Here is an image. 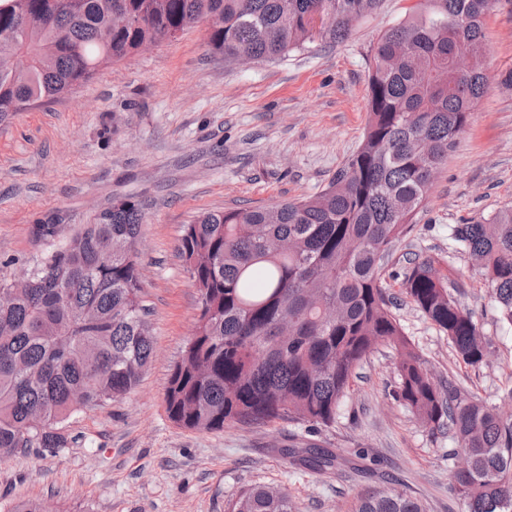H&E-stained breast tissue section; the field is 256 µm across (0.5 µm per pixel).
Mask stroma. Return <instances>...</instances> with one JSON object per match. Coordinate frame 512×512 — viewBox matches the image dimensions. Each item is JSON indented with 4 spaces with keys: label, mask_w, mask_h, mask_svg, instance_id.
Returning <instances> with one entry per match:
<instances>
[{
    "label": "stroma",
    "mask_w": 512,
    "mask_h": 512,
    "mask_svg": "<svg viewBox=\"0 0 512 512\" xmlns=\"http://www.w3.org/2000/svg\"><path fill=\"white\" fill-rule=\"evenodd\" d=\"M417 0H380L342 43L316 42L274 61L225 62L205 26L102 70L67 98L0 123V281L36 264L112 204L144 208L138 237L143 301L154 355L123 400L83 408L63 425L66 448L0 460V512L17 499L57 512H230L245 490L285 488L298 512H351L356 493L404 488L428 512H461L449 490L456 442L393 396L396 352L377 345L356 370L332 428L312 443L340 454L320 475L281 453L303 426L276 422L214 432L180 427L165 395L199 313L177 245L193 214L264 206L319 193L359 147L367 123L373 41ZM487 92L435 176L414 230L386 268L396 314L426 365L470 393L496 400L512 378V328L496 320L480 277L452 238L454 225L512 205V0H495L484 26ZM439 258L453 295L473 312L490 353L459 361L444 333L401 297L414 255Z\"/></svg>",
    "instance_id": "obj_1"
}]
</instances>
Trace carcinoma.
Instances as JSON below:
<instances>
[{"label":"carcinoma","instance_id":"1","mask_svg":"<svg viewBox=\"0 0 512 512\" xmlns=\"http://www.w3.org/2000/svg\"><path fill=\"white\" fill-rule=\"evenodd\" d=\"M378 0H0V122L23 103L63 98L147 42L203 24L226 60L276 59L318 40L348 39ZM493 0H421L372 47L369 121L357 152L318 194L269 206L203 211L178 251L199 294L193 336L171 370L177 425L220 431L288 420L330 427L356 367L380 342L397 352V397L425 425L448 424L468 459L452 469L462 512H512V415L424 366L392 311L384 258L410 232L473 103L488 89L484 18ZM134 18L112 27V16ZM467 52L469 68L450 61ZM29 64L15 69L13 56ZM143 215L124 201L55 245L0 307V459L66 447L60 424L122 399L153 356L136 249ZM467 253L512 326V206L458 224ZM440 260L417 256L406 297L478 366L488 342L448 289ZM317 474L339 469L329 448L281 449ZM231 512H293L285 490L255 486ZM353 512H427L405 491L361 492Z\"/></svg>","mask_w":512,"mask_h":512}]
</instances>
